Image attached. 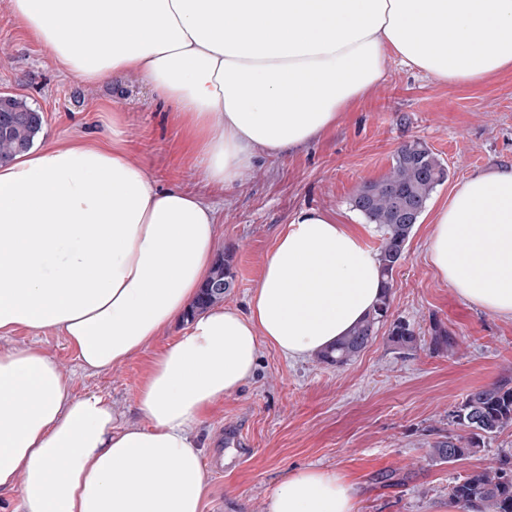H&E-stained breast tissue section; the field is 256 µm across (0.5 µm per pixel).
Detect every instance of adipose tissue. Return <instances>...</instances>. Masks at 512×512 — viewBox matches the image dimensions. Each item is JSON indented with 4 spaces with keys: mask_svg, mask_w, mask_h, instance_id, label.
Segmentation results:
<instances>
[{
    "mask_svg": "<svg viewBox=\"0 0 512 512\" xmlns=\"http://www.w3.org/2000/svg\"><path fill=\"white\" fill-rule=\"evenodd\" d=\"M70 76L139 73L177 110L205 179L238 183L257 154L324 134L388 58L442 82L512 69V0H9ZM370 224L298 211L267 255L247 312L189 316L136 392L138 423L74 394L57 360L13 333H62L94 374L139 354L210 277L213 208L156 187L111 141L44 146L0 164V491L23 512H202L194 433L253 376L262 347L297 360L375 307ZM428 258L459 296L512 318V165L469 177L436 214ZM268 512H355L336 473H291Z\"/></svg>",
    "mask_w": 512,
    "mask_h": 512,
    "instance_id": "obj_1",
    "label": "adipose tissue"
}]
</instances>
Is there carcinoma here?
Wrapping results in <instances>:
<instances>
[{"mask_svg": "<svg viewBox=\"0 0 512 512\" xmlns=\"http://www.w3.org/2000/svg\"><path fill=\"white\" fill-rule=\"evenodd\" d=\"M42 129V116L28 102L17 96L0 95V162H8L27 151ZM448 177L441 160L425 143L409 141L393 155L388 175L364 185L353 199V207L369 223L382 231L378 249L384 286L379 303L334 347L319 353L321 362L342 367L360 354L374 339L378 326L387 321L391 304V279L404 259L412 231L424 212L432 192ZM235 273L230 261H219L211 278L201 289L190 314L224 301ZM390 340L400 349H413L418 338L407 321L395 320L390 325ZM430 346L444 352L453 346L448 330L439 321L431 325ZM451 424L465 434L441 436L430 448L429 458L435 463H455L480 452L485 444L512 427V378L467 392L451 414ZM512 455L500 456L496 466L473 470L448 487V497L460 509L470 512H512Z\"/></svg>", "mask_w": 512, "mask_h": 512, "instance_id": "cac0c4a2", "label": "carcinoma"}]
</instances>
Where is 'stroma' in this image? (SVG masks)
<instances>
[{
	"instance_id": "obj_1",
	"label": "stroma",
	"mask_w": 512,
	"mask_h": 512,
	"mask_svg": "<svg viewBox=\"0 0 512 512\" xmlns=\"http://www.w3.org/2000/svg\"><path fill=\"white\" fill-rule=\"evenodd\" d=\"M20 96L41 112L40 143L117 135L127 160L163 189L211 202L218 224L217 258L235 271L224 304L247 311L262 263L279 232L304 208L352 212V198L385 176L398 147L420 140L448 170L427 203L393 274L390 319L411 323L417 349L396 348L388 325L349 365L312 357L288 360L270 348L239 391L216 402L195 428L206 456L224 455L223 476L208 475L202 512H267L288 473L315 467L352 485L355 512H459L449 484L512 453V429L455 465L430 462L432 442L451 431L449 415L465 394L512 377V319L481 311L433 271L427 244L435 211L465 179L512 164V73L476 83H445L389 59L384 78L348 106L334 127L285 156L258 155L234 187H207L193 158L178 148L173 106L136 73L84 83L68 75L26 36L0 0V93ZM454 347L433 352L431 320ZM165 336L107 374L84 371L55 330H20L15 345L38 340L69 376L75 393L106 396L120 421L136 422L138 385L154 355L185 329ZM237 430L240 446L228 444Z\"/></svg>"
}]
</instances>
